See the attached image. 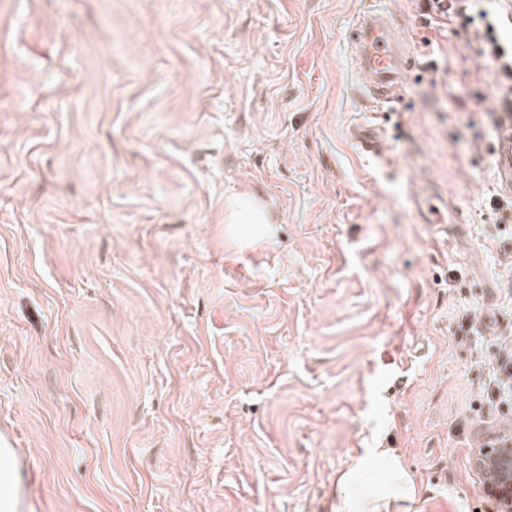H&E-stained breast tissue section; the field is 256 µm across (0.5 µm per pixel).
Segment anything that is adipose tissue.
Instances as JSON below:
<instances>
[{
	"label": "adipose tissue",
	"instance_id": "ef3b65f1",
	"mask_svg": "<svg viewBox=\"0 0 512 512\" xmlns=\"http://www.w3.org/2000/svg\"><path fill=\"white\" fill-rule=\"evenodd\" d=\"M229 231L238 238L252 240L270 237L272 229L266 221L264 213L255 208L246 199L239 200L231 215ZM367 459H360L357 469L343 475L337 486L339 502L336 512H392L395 504L410 500L414 495V486L397 459H390L392 471L391 486L379 493L363 495L356 488L360 470L366 469Z\"/></svg>",
	"mask_w": 512,
	"mask_h": 512
}]
</instances>
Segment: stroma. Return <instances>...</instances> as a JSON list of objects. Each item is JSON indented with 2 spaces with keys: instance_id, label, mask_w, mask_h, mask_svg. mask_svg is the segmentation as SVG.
<instances>
[{
  "instance_id": "1",
  "label": "stroma",
  "mask_w": 512,
  "mask_h": 512,
  "mask_svg": "<svg viewBox=\"0 0 512 512\" xmlns=\"http://www.w3.org/2000/svg\"><path fill=\"white\" fill-rule=\"evenodd\" d=\"M373 8L418 47L364 95ZM417 0H0V438L19 512H500L470 465L512 329L494 75ZM389 150L360 153L359 124ZM459 223H420L418 192ZM271 238L226 232L238 197ZM476 330L461 336L464 311ZM373 456L388 458L393 482L382 492L361 495L356 488L357 477L366 469L369 459ZM337 494L339 502L336 512H395L391 510L394 509L395 503L409 501L414 496V486L399 461L381 449L362 457L353 470L339 479Z\"/></svg>"
}]
</instances>
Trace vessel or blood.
I'll return each mask as SVG.
<instances>
[{"instance_id":"obj_1","label":"vessel or blood","mask_w":512,"mask_h":512,"mask_svg":"<svg viewBox=\"0 0 512 512\" xmlns=\"http://www.w3.org/2000/svg\"><path fill=\"white\" fill-rule=\"evenodd\" d=\"M350 51L357 70L365 77L369 97L377 103L391 102L404 87L405 76L416 63L415 45L383 12L360 15L352 33ZM360 152L382 155L388 150L383 132L355 126L351 132Z\"/></svg>"}]
</instances>
